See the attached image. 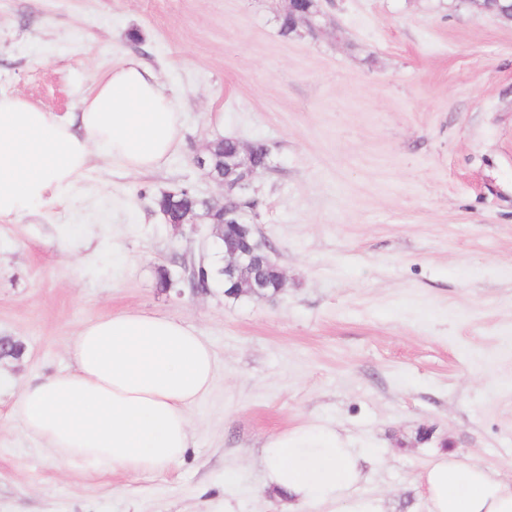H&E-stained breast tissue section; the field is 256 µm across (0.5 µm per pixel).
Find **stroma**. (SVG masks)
I'll return each mask as SVG.
<instances>
[{"label": "stroma", "mask_w": 512, "mask_h": 512, "mask_svg": "<svg viewBox=\"0 0 512 512\" xmlns=\"http://www.w3.org/2000/svg\"><path fill=\"white\" fill-rule=\"evenodd\" d=\"M317 3L319 31L285 37L288 0H0V95L74 112L136 55L183 112L161 166L92 156L68 197L0 222V337L24 347L0 372L72 370L69 341L118 312L181 319L216 362L185 459L157 472L61 464L1 391L0 512H342L263 486V445L303 424L376 449L354 494L378 512H429L441 453L512 478V22L468 0ZM224 136L270 151L272 302L160 285L218 261L212 225L173 230L153 199H223L193 158Z\"/></svg>", "instance_id": "1"}]
</instances>
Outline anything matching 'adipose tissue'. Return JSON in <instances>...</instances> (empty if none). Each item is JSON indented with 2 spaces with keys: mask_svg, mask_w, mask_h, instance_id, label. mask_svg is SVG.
<instances>
[{
  "mask_svg": "<svg viewBox=\"0 0 512 512\" xmlns=\"http://www.w3.org/2000/svg\"><path fill=\"white\" fill-rule=\"evenodd\" d=\"M182 113L159 73L135 56L98 77L78 111L58 116L21 95L0 96V220L61 198L92 153L130 172L158 167L181 141ZM73 371L25 382L12 416L68 466L146 472L179 463L191 441L189 412L211 389L210 345L183 321L123 312L86 323L68 345ZM369 448L325 426L300 425L269 440L268 487L298 503L354 497ZM430 512H512V482L478 462L445 456L424 475Z\"/></svg>",
  "mask_w": 512,
  "mask_h": 512,
  "instance_id": "ef3b65f1",
  "label": "adipose tissue"
}]
</instances>
